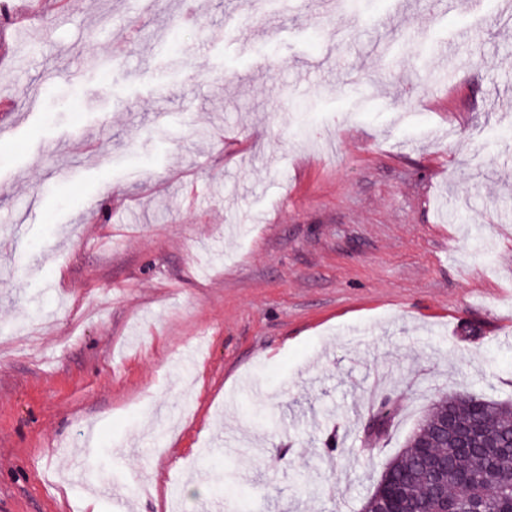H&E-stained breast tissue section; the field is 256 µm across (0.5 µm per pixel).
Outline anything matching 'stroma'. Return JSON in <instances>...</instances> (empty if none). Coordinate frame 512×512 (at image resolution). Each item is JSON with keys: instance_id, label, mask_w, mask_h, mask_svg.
Wrapping results in <instances>:
<instances>
[{"instance_id": "obj_1", "label": "stroma", "mask_w": 512, "mask_h": 512, "mask_svg": "<svg viewBox=\"0 0 512 512\" xmlns=\"http://www.w3.org/2000/svg\"><path fill=\"white\" fill-rule=\"evenodd\" d=\"M12 2L0 512H120L91 488L135 480L130 512H361L435 398H512L499 0H288L261 29L247 0ZM89 427L86 488L67 453Z\"/></svg>"}]
</instances>
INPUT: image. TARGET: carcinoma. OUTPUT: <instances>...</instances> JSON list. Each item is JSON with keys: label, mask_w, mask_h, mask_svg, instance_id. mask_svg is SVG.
Here are the masks:
<instances>
[{"label": "carcinoma", "mask_w": 512, "mask_h": 512, "mask_svg": "<svg viewBox=\"0 0 512 512\" xmlns=\"http://www.w3.org/2000/svg\"><path fill=\"white\" fill-rule=\"evenodd\" d=\"M445 415L461 426L477 425L481 434L498 439L501 448L489 450L476 438L470 449L464 450L458 447L455 438L443 439L437 431V423ZM390 424V414L379 411L373 418L369 436L375 442L380 440ZM424 438L448 458L444 483L449 503L464 510L469 508L470 501L481 499L484 512L512 510V401L480 396L468 390L443 394L434 400L429 412L406 440L402 453L384 468L363 509L375 507L377 496L388 490L422 507L432 506L434 470L425 449L417 447Z\"/></svg>", "instance_id": "1"}]
</instances>
